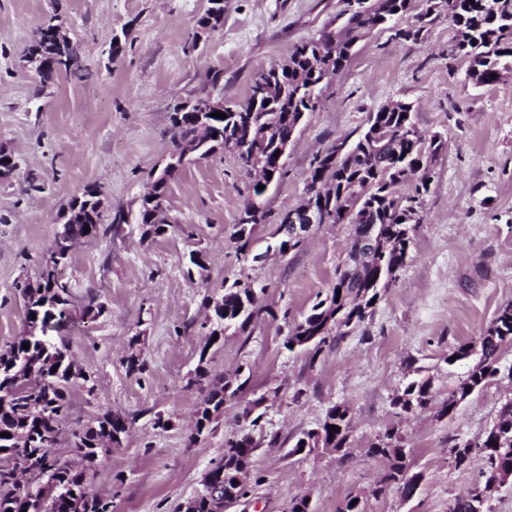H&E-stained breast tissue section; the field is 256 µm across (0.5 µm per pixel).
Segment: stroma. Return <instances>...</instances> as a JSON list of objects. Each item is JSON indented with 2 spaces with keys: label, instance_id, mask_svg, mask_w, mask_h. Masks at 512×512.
<instances>
[{
  "label": "stroma",
  "instance_id": "1",
  "mask_svg": "<svg viewBox=\"0 0 512 512\" xmlns=\"http://www.w3.org/2000/svg\"><path fill=\"white\" fill-rule=\"evenodd\" d=\"M207 0H0V151L17 170L0 178V345L24 332L15 285L35 277L54 243L58 217L72 198L97 187L106 199L103 231L73 247L64 279L77 299L96 295L105 313L77 320L71 354L96 382L72 389L62 423L71 432L107 409L132 416L90 485L111 497L113 512H174L201 491L224 454L225 437L245 431V401L266 397L254 461L263 480L229 512H288L308 497L312 512H340L352 496L367 512H448L450 501L480 478L482 461L455 466L448 441H474L512 397V346L498 373L454 414L399 416L393 405L416 368L430 376L435 400L468 369L447 365L450 349L474 340L498 308L512 302V73L490 86L466 81L468 62L451 55L447 16L419 43L374 29L323 88L270 190L269 215L255 229L265 260L240 264L233 238L252 179L231 152L185 165L169 186L167 233L143 237L135 220L149 176L171 146L178 101L205 94L240 103L253 80L301 42L336 29L342 0H224V23L198 48L189 36ZM63 24L79 47L80 73L42 82L25 52L40 28ZM411 103L418 128L448 142L436 160L423 223L395 282L365 322L318 355L288 351L279 329L298 321L326 294L347 245L343 224L314 227L299 249L271 252L279 215L297 206L316 153L354 141L369 113ZM123 223H116V216ZM200 252L205 267L189 270ZM246 272L269 308L246 332L206 346L200 329L206 290ZM137 340L146 369L127 376L122 360ZM211 377L241 373L242 401L225 404L210 432L193 439L200 401L192 383L199 357ZM352 416L347 448L293 453L302 432L328 407ZM168 429L155 427L156 416ZM400 429L416 494L373 488L387 469L368 455L374 438Z\"/></svg>",
  "mask_w": 512,
  "mask_h": 512
}]
</instances>
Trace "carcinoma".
<instances>
[{"label":"carcinoma","instance_id":"obj_1","mask_svg":"<svg viewBox=\"0 0 512 512\" xmlns=\"http://www.w3.org/2000/svg\"><path fill=\"white\" fill-rule=\"evenodd\" d=\"M208 7L196 20L194 31L220 25L224 19V0H207ZM413 0H378L371 15L351 12L343 25V34L336 42L318 45L303 42L294 47L288 59L262 71L253 81L245 102L224 107L226 118L211 119L210 132L224 145V150L237 155L244 167L255 163L262 178L252 185L251 198L259 203L244 206L237 224V253L243 262H256L261 255L251 252L253 227L268 216L265 190L259 185L279 182L284 176V162L275 156L298 132L297 121L303 114L316 110L323 86L349 61L357 41L373 29L389 21L399 20L412 10ZM425 11L417 20L432 23L441 13L455 30L450 52L470 59L467 80L476 85H491L502 73L512 71V0H423ZM39 74L48 81L53 73L69 64L44 49ZM267 115L271 123L261 121ZM173 130L170 151L197 144L199 153L207 158L214 154L212 144L204 143L198 119L193 112H172ZM343 151L332 148L316 155L317 165L310 167L308 180L319 184L325 194L315 193V208L320 224H343L350 227L351 259H342L336 267V281L326 298L315 303L299 321L287 325L285 347H300L319 354L322 345L338 340L359 328L371 313V301L379 300L381 292L396 280L405 265L410 245L422 223L408 208L416 199L424 205L430 173L419 171L422 155L432 159L447 149L440 135L430 137L417 127L412 106L393 101L370 115L367 130ZM183 167L168 170L151 182L150 190L141 197L138 224L145 235H162L168 225L155 219L163 206L170 181L181 174ZM99 190L89 187L80 197L71 199L65 210L70 222L62 225L55 243L63 244L99 235L101 212L96 209ZM373 230L378 246L367 251L359 246L361 238ZM45 256L33 280L17 284L23 301L25 333L0 346V512H112V500L90 489L89 474L110 449L119 448L135 421L117 412L106 410L92 420L63 436L61 423L70 410L73 385L83 381L87 394H93L87 374L74 367L70 341L66 332L76 318L95 319L105 306L89 298L78 304L68 283L49 269ZM223 305L213 309L210 328L223 339L229 334L246 331L265 309L261 294L265 289L252 287L245 278L232 283L222 282ZM29 348H23V344ZM512 345V304L498 309L489 327L475 341L454 349L446 363L468 360L470 367L448 388V398L437 405L436 415L444 418L457 405L483 388L497 372L501 351ZM126 374L143 373L144 361L137 348V338L129 344L123 359ZM193 384L199 386L201 401L196 410V427L205 430L219 417L224 399H234L242 384L238 378L226 376L209 379L205 358H199ZM432 384L428 379L413 380L394 398V406L405 414L426 410L432 403ZM350 409L344 404L328 408L315 429L302 433L293 452L302 448L346 447L350 429ZM339 430L331 431L329 426ZM66 441L73 461L56 457L53 448ZM405 438L395 428H388L369 448L375 457L388 460L389 468L382 483L395 484L405 497L418 488L419 475L409 474ZM259 443L249 434L232 435L224 440V456L213 470L224 471L217 478L224 497L240 499L248 494V486L238 481L241 469L252 472ZM450 455L456 465L469 458L468 450L482 455L485 475L490 479L497 471L512 474V398L500 407L497 420L481 442L471 445L448 441ZM467 489L455 497L448 512H491L471 496Z\"/></svg>","mask_w":512,"mask_h":512}]
</instances>
